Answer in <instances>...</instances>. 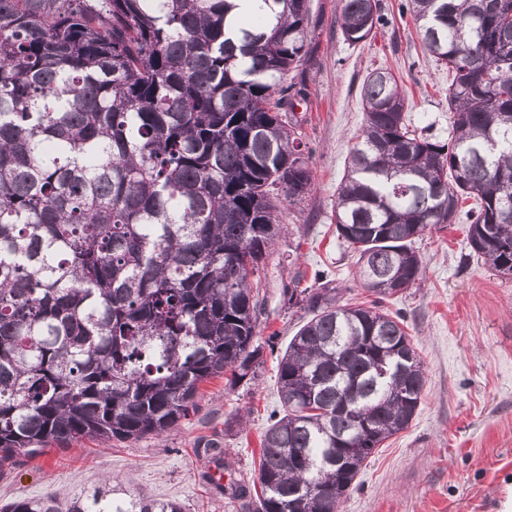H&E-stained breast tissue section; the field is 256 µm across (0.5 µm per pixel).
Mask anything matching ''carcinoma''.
I'll return each mask as SVG.
<instances>
[{"label": "carcinoma", "instance_id": "carcinoma-1", "mask_svg": "<svg viewBox=\"0 0 512 512\" xmlns=\"http://www.w3.org/2000/svg\"><path fill=\"white\" fill-rule=\"evenodd\" d=\"M0 0V459L78 439L160 437L202 383L257 379L261 270L278 200L311 171L288 72L310 0ZM448 67V139L407 117L388 68L361 88L364 125L336 200L371 306L296 276L306 319L278 358L283 415L261 439L254 512H338L365 461L410 425L425 372L383 304L421 279L413 247L467 212L468 244L512 276V0H405ZM382 21L344 0L349 44ZM0 512H183L106 483L66 506Z\"/></svg>", "mask_w": 512, "mask_h": 512}]
</instances>
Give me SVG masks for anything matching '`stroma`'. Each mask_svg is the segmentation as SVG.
<instances>
[{
	"label": "stroma",
	"mask_w": 512,
	"mask_h": 512,
	"mask_svg": "<svg viewBox=\"0 0 512 512\" xmlns=\"http://www.w3.org/2000/svg\"><path fill=\"white\" fill-rule=\"evenodd\" d=\"M401 2L380 0L383 24L356 45L338 25L343 0L310 2L309 52L287 80L308 91L295 112L312 185L301 199L280 205L259 334L276 341L258 379L232 391L220 378L203 383L194 414L160 438L79 440L1 462L0 506L43 495L66 503L108 482L120 494L178 501L185 512H241L237 500L203 481L210 464L197 444L222 441V485L257 479L261 435L269 414L282 410L278 357L299 323L283 306L284 288L294 274L309 284L324 272L342 288L343 302L371 301L332 218L363 123L360 87L368 72L391 69L412 121L448 137V69L425 55ZM467 230L460 220L417 241L420 287L384 305L408 325L425 368L424 396L408 429L368 459L339 512H512V278L471 256Z\"/></svg>",
	"instance_id": "obj_1"
}]
</instances>
